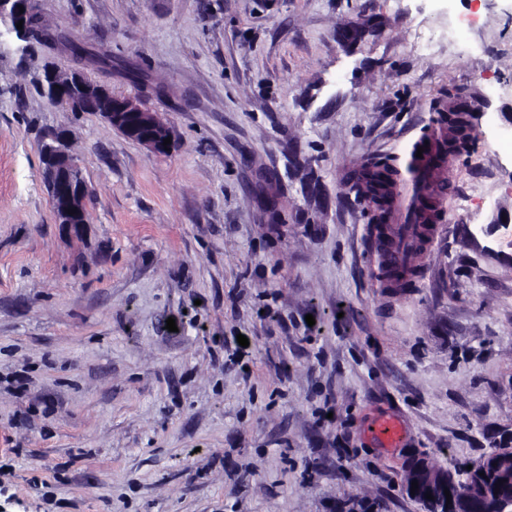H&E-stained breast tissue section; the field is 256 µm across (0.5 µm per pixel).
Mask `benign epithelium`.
<instances>
[{
	"label": "benign epithelium",
	"mask_w": 512,
	"mask_h": 512,
	"mask_svg": "<svg viewBox=\"0 0 512 512\" xmlns=\"http://www.w3.org/2000/svg\"><path fill=\"white\" fill-rule=\"evenodd\" d=\"M38 0H0V26L21 37L22 31L16 23L28 24L37 11ZM42 82L51 90L47 103L67 110H79L83 106L99 113L112 128L128 139L135 141L156 155H165L164 139L171 136V129L156 112L142 108L134 100L118 97L104 86L87 80L80 70L58 72L47 69ZM42 170L48 176V197L55 215V223L81 225L86 223L88 188L82 167L71 152L69 130L60 129L40 147ZM76 213H70V210ZM485 460L495 465L499 479L498 487L474 482L463 476L448 478V470L420 463L412 466V473L406 476V487L418 482L413 497L424 506V512H470L472 500L494 501V512H512V476L507 471L512 464V442L507 447L490 451ZM469 486V493L458 499L446 500L444 490L448 481ZM431 494L433 499L426 498Z\"/></svg>",
	"instance_id": "benign-epithelium-1"
}]
</instances>
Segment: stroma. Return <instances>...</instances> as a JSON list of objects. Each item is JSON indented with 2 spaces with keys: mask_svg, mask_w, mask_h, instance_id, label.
I'll return each instance as SVG.
<instances>
[{
  "mask_svg": "<svg viewBox=\"0 0 512 512\" xmlns=\"http://www.w3.org/2000/svg\"><path fill=\"white\" fill-rule=\"evenodd\" d=\"M39 8L111 52L86 75L172 147L48 105L44 66L73 60L0 35V512H423L413 459L512 435V0ZM458 99L456 193L413 286L374 287L347 181ZM59 127L90 192L75 228L41 176ZM385 414L398 447L368 434ZM369 435L384 448H395L404 439L405 428L394 415H384L376 419L369 427Z\"/></svg>",
  "mask_w": 512,
  "mask_h": 512,
  "instance_id": "35a3bbf8",
  "label": "stroma"
}]
</instances>
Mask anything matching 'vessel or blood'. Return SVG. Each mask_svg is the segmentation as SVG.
Returning a JSON list of instances; mask_svg holds the SVG:
<instances>
[{
    "label": "vessel or blood",
    "mask_w": 512,
    "mask_h": 512,
    "mask_svg": "<svg viewBox=\"0 0 512 512\" xmlns=\"http://www.w3.org/2000/svg\"><path fill=\"white\" fill-rule=\"evenodd\" d=\"M444 135L439 126H430L423 150L409 148V157L392 187L386 222L374 232L370 242L368 266L371 276H378L382 266L395 268L410 263L412 256L427 252L428 242L419 236L415 223L422 199L435 187H452L448 168L439 154ZM369 435L386 448L397 447L404 439L405 428L396 416L387 414L369 427Z\"/></svg>",
    "instance_id": "obj_1"
}]
</instances>
